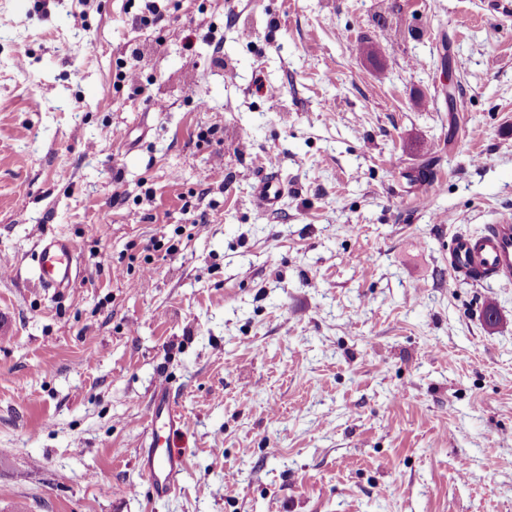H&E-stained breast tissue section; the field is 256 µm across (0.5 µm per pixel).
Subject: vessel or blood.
<instances>
[{
	"label": "vessel or blood",
	"instance_id": "vessel-or-blood-1",
	"mask_svg": "<svg viewBox=\"0 0 512 512\" xmlns=\"http://www.w3.org/2000/svg\"><path fill=\"white\" fill-rule=\"evenodd\" d=\"M285 193L274 177L259 183L254 192L256 205L274 209ZM35 287L62 290L76 276L77 246L68 238H47L37 254ZM448 265L454 276L473 282L512 278V224H493L480 233H455L448 246ZM168 386L159 383L144 410L148 446L141 452L140 465L150 480L153 496L161 498L176 485L186 467V451L175 445L172 436L183 420L167 398Z\"/></svg>",
	"mask_w": 512,
	"mask_h": 512
}]
</instances>
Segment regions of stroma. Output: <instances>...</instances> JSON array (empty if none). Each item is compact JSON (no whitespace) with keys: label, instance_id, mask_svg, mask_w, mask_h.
<instances>
[{"label":"stroma","instance_id":"1","mask_svg":"<svg viewBox=\"0 0 512 512\" xmlns=\"http://www.w3.org/2000/svg\"><path fill=\"white\" fill-rule=\"evenodd\" d=\"M158 5L0 0V512H512V279L448 266L512 222V0ZM133 61L130 66L125 63L116 73L118 82L126 83L132 90L133 95H137L141 91V79L144 72L145 64L144 56L140 52H133ZM285 193L283 183L274 177L259 183L254 192L256 205L263 210H272L280 202ZM36 288L61 291L73 284L77 270V246L68 238H46L37 253ZM166 381L160 382L144 410L148 428V447L142 448L140 465L150 480L153 496L167 495L186 468V451L172 442L171 436L180 431L181 416L167 398ZM164 432L165 436L161 435Z\"/></svg>","mask_w":512,"mask_h":512}]
</instances>
